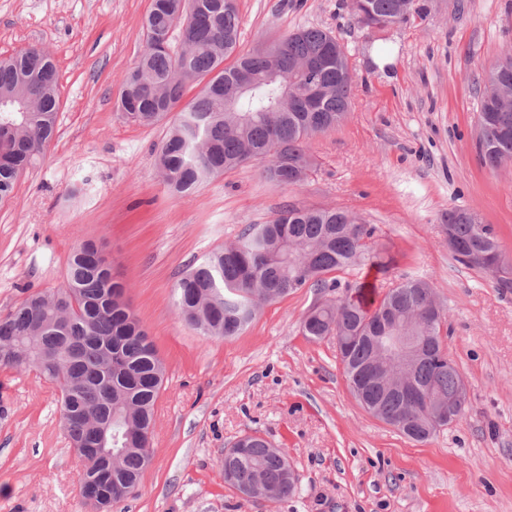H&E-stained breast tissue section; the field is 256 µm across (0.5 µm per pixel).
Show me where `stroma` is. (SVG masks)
Returning a JSON list of instances; mask_svg holds the SVG:
<instances>
[{
	"label": "stroma",
	"instance_id": "obj_1",
	"mask_svg": "<svg viewBox=\"0 0 512 512\" xmlns=\"http://www.w3.org/2000/svg\"><path fill=\"white\" fill-rule=\"evenodd\" d=\"M419 2L422 15L370 32L351 0H238L246 52L302 26L331 30L353 66L352 108L309 140L304 183L268 182L250 164L178 197L155 164L167 124L119 109L151 0H0V58L48 50L59 99L54 138L0 202V317L60 287L72 247L93 240L166 366L152 462L113 512H512V288L457 261L446 229L449 209L472 212L512 268V163L489 169L477 149V79L512 51V0ZM290 205L341 207L373 225L388 270L299 289L233 338L181 322L173 285L183 272ZM406 278L433 286L468 390L460 419L423 443L360 406L333 337L301 333L309 309L345 296L346 283L382 293ZM253 431L286 448L291 498L225 484V448ZM81 467L52 386L0 369V512H90Z\"/></svg>",
	"mask_w": 512,
	"mask_h": 512
}]
</instances>
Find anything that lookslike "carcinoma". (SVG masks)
I'll use <instances>...</instances> for the list:
<instances>
[{
  "mask_svg": "<svg viewBox=\"0 0 512 512\" xmlns=\"http://www.w3.org/2000/svg\"><path fill=\"white\" fill-rule=\"evenodd\" d=\"M369 10L353 12L364 27L383 30L422 11L417 0H366ZM200 8L186 35L161 46L184 21L182 0H153L145 20V49L125 79L127 119L153 125L174 115L156 165L169 189L183 197L227 170L257 163L265 179L280 185L303 182L312 170L308 141L336 128L351 105L353 80L347 76V48L330 31L301 27L242 54L236 0H198ZM232 63H227L228 59ZM248 75L253 88L237 111H224V91ZM479 105L477 147L492 169L512 161V52L485 75ZM200 91L182 103L185 89ZM36 103L33 112H14L12 101ZM0 201L14 190L17 177L33 165L57 129L59 99L50 54L30 48L0 60ZM374 228L348 211L290 205L262 224H251L228 247L211 251L173 286L178 317L204 336L240 335L265 304L300 288H338L337 273L385 264L367 240ZM448 233L456 259L484 269L500 257L491 225L477 227L463 208L448 211ZM91 241L76 244L64 284L52 292L28 295L0 318V366L33 368L56 387L66 438L83 462L80 495L91 490L105 508L121 502L139 486L150 464V447L139 443L112 461V449L98 446L97 420L119 414L118 430L136 434L153 427L154 410L166 368L152 342L124 301L123 284L112 269L87 255ZM481 253L484 262L467 256ZM363 285L355 295L314 305L302 321V334L316 341L336 337L357 391L373 416L409 439L420 410L402 393L381 383L363 384L360 376L375 355L373 337L386 326H408L424 340L417 350V385L446 397L463 380L448 371L441 329L443 316L432 309L434 289L409 278L389 288L378 302L366 303ZM288 467L285 449L255 432L246 448L224 457V470L239 487L263 489Z\"/></svg>",
  "mask_w": 512,
  "mask_h": 512,
  "instance_id": "carcinoma-1",
  "label": "carcinoma"
}]
</instances>
